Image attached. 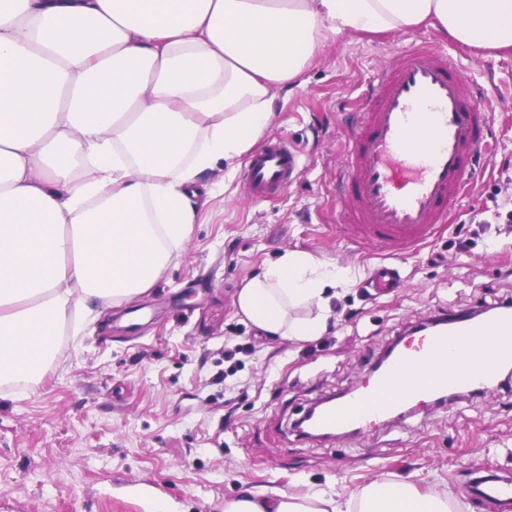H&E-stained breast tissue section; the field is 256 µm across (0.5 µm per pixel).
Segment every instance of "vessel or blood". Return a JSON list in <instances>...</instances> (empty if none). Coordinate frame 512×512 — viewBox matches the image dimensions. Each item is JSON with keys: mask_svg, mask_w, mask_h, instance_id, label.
<instances>
[{"mask_svg": "<svg viewBox=\"0 0 512 512\" xmlns=\"http://www.w3.org/2000/svg\"><path fill=\"white\" fill-rule=\"evenodd\" d=\"M481 98L480 86L465 81L452 55L434 41L412 43L400 62L379 66L353 113L346 159L336 170V183L347 196L344 224L354 242L395 256L430 237L490 147ZM420 128L428 135L423 143L413 137ZM299 167L298 155L286 144L270 143L248 161V194L280 195ZM369 285L376 294L391 293L399 286L398 272L378 264ZM447 320L440 329L409 337L383 370L322 409L312 434L361 433L402 408L494 386L500 370L512 366V306L481 318L452 313ZM480 335L489 344H475ZM420 367L427 373L417 386L399 389V374ZM469 494L512 497V483L479 482Z\"/></svg>", "mask_w": 512, "mask_h": 512, "instance_id": "b4317fda", "label": "vessel or blood"}]
</instances>
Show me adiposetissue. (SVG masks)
I'll return each mask as SVG.
<instances>
[{"label": "adipose tissue", "instance_id": "obj_1", "mask_svg": "<svg viewBox=\"0 0 512 512\" xmlns=\"http://www.w3.org/2000/svg\"><path fill=\"white\" fill-rule=\"evenodd\" d=\"M431 25L512 51V0H0V384L38 379L69 310L126 302L190 237L206 182L269 126L331 35ZM285 253L235 305L268 336L321 335L344 281ZM375 480L340 500L245 492L224 512H460Z\"/></svg>", "mask_w": 512, "mask_h": 512}]
</instances>
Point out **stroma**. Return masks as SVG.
<instances>
[{
    "label": "stroma",
    "instance_id": "obj_1",
    "mask_svg": "<svg viewBox=\"0 0 512 512\" xmlns=\"http://www.w3.org/2000/svg\"><path fill=\"white\" fill-rule=\"evenodd\" d=\"M424 39L485 88L493 149L449 224L394 257L401 288L377 296L366 281L383 253L346 237L336 196L345 116L381 60ZM263 138L300 155L284 194L250 197L237 161L152 288L93 320L72 313L40 381L0 386V512H224L245 491L347 495L388 478L465 497L478 479L512 481V380L350 437L302 440L294 428L315 401L360 386L417 322L512 298V53L426 27L336 34L301 86L277 94ZM293 250L351 275L324 332L302 343L258 333L234 305ZM465 499L469 512H512V499Z\"/></svg>",
    "mask_w": 512,
    "mask_h": 512
}]
</instances>
